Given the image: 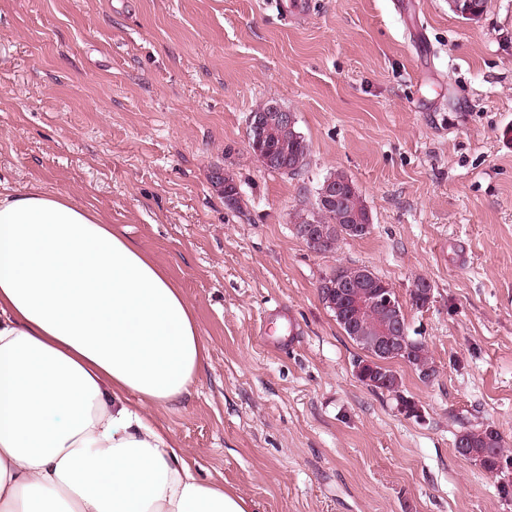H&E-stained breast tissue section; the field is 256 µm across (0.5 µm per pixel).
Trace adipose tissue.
Returning <instances> with one entry per match:
<instances>
[{"label": "adipose tissue", "mask_w": 512, "mask_h": 512, "mask_svg": "<svg viewBox=\"0 0 512 512\" xmlns=\"http://www.w3.org/2000/svg\"><path fill=\"white\" fill-rule=\"evenodd\" d=\"M205 352L138 245L67 195L0 192V512H251L153 418Z\"/></svg>", "instance_id": "adipose-tissue-1"}]
</instances>
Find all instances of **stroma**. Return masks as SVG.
I'll list each match as a JSON object with an SVG mask.
<instances>
[{
	"instance_id": "obj_1",
	"label": "stroma",
	"mask_w": 512,
	"mask_h": 512,
	"mask_svg": "<svg viewBox=\"0 0 512 512\" xmlns=\"http://www.w3.org/2000/svg\"><path fill=\"white\" fill-rule=\"evenodd\" d=\"M274 99L309 150L268 171L248 116ZM234 180L228 206L213 173ZM369 208L318 254L295 212L330 174ZM67 194L191 301L207 359L159 412L201 477L253 512H512L462 459L490 425L512 456V0H0V191ZM365 266L400 294L433 381L393 363L422 419L355 376L319 284Z\"/></svg>"
}]
</instances>
